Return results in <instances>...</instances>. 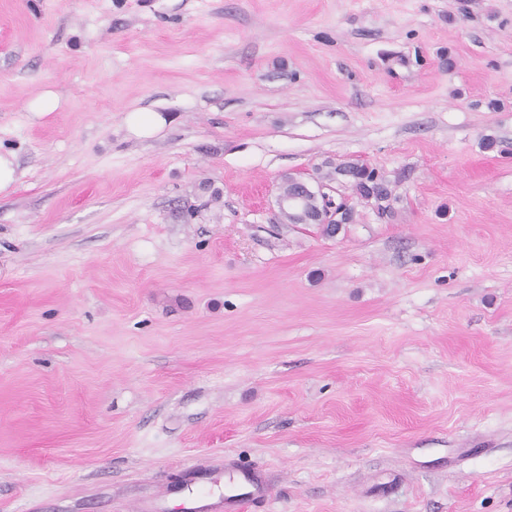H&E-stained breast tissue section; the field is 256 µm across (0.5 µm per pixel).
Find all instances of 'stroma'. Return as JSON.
Listing matches in <instances>:
<instances>
[{
  "label": "stroma",
  "instance_id": "1",
  "mask_svg": "<svg viewBox=\"0 0 512 512\" xmlns=\"http://www.w3.org/2000/svg\"><path fill=\"white\" fill-rule=\"evenodd\" d=\"M0 152V512H512V0H0ZM166 121V117L159 112L137 110L128 116L126 127L137 138H148L164 127ZM361 165H350L342 168L339 174L342 180L338 181L339 188L350 191V195L344 196L339 202L320 188L314 191L309 183L301 177H291L290 183L293 184L292 193L285 195L279 193L277 196V205L282 212L288 213L293 218L292 224H321L326 234L335 237L341 232L345 224H349L352 220V207L350 200L357 198L358 200H366L370 198L364 197L362 191L353 181L354 172ZM291 184L287 183L283 188V192H288ZM316 199L317 207L315 210L309 208V202ZM228 482L238 485L233 494H224V508L230 505H242L261 498L264 491L255 488L251 471L239 469L237 473L229 475Z\"/></svg>",
  "mask_w": 512,
  "mask_h": 512
}]
</instances>
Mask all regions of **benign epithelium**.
I'll return each mask as SVG.
<instances>
[{"label":"benign epithelium","instance_id":"benign-epithelium-1","mask_svg":"<svg viewBox=\"0 0 512 512\" xmlns=\"http://www.w3.org/2000/svg\"><path fill=\"white\" fill-rule=\"evenodd\" d=\"M356 169L355 165L342 168V180L338 181V186L350 191V195L338 202L321 190H313L303 178H290V183L294 186L293 192L288 195L281 192L277 196L280 212L290 215L295 224H319L327 235L336 236L352 220L350 200H365L362 190L353 181Z\"/></svg>","mask_w":512,"mask_h":512}]
</instances>
